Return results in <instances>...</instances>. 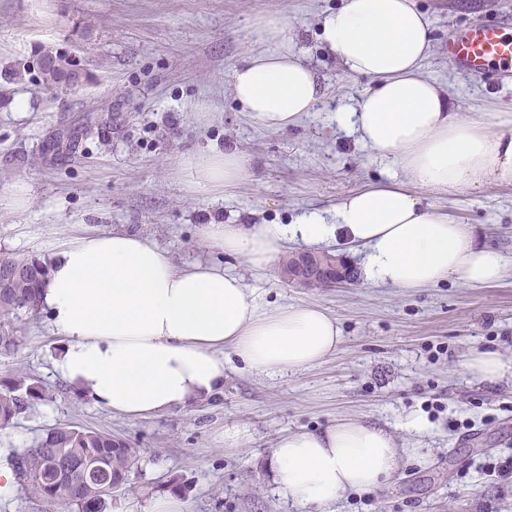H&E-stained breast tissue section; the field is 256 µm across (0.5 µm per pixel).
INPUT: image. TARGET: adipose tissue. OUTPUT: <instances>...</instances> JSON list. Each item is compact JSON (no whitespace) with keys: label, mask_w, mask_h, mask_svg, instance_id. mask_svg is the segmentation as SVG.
Masks as SVG:
<instances>
[{"label":"adipose tissue","mask_w":512,"mask_h":512,"mask_svg":"<svg viewBox=\"0 0 512 512\" xmlns=\"http://www.w3.org/2000/svg\"><path fill=\"white\" fill-rule=\"evenodd\" d=\"M255 32L264 48L232 71L229 91L260 126H293L324 86L300 54L282 49L278 17L257 23ZM320 39L346 72L375 80L356 107L337 112L338 126L356 132L401 176L352 192L330 224L315 212L289 225L211 223L199 227L201 241L223 258L266 267L287 238L320 244L342 236L366 248L362 272L371 283L414 289L500 280V253L420 196L512 183V135L476 124L421 75L432 40L427 17L413 0H345L324 18ZM190 167L198 184L227 191L247 174L237 151ZM39 304L64 343L55 361L60 378L79 397L129 420L214 394L224 384L225 351L256 372L296 371L341 343L336 318L321 305L260 313L254 292L222 261L180 266L131 231L89 233L55 251ZM463 368L489 382L512 377V359L493 350L473 351ZM399 464L388 427L340 417L281 436L266 467L280 494L324 512L347 493L380 489Z\"/></svg>","instance_id":"ef3b65f1"}]
</instances>
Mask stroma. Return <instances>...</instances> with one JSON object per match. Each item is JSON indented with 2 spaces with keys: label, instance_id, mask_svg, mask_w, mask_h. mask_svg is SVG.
Wrapping results in <instances>:
<instances>
[{
  "label": "stroma",
  "instance_id": "35a3bbf8",
  "mask_svg": "<svg viewBox=\"0 0 512 512\" xmlns=\"http://www.w3.org/2000/svg\"><path fill=\"white\" fill-rule=\"evenodd\" d=\"M345 0H0V253L50 256L90 230H130L175 262L213 261L200 225L289 224L336 204L397 169L339 128L370 79L345 72L319 39L324 14ZM432 32L423 75L453 107L512 135V65L496 81L459 73L449 33L481 17L512 33V0H414ZM280 10L284 44L303 54L325 87L298 124L269 130L228 91L232 70L263 44L256 22ZM60 52L81 84L46 81L41 59ZM237 150L247 176L234 190L197 184L189 159ZM28 202L13 204L17 193ZM431 204L472 225L502 255L489 285L445 281L408 290L357 280L348 288H296L276 266L223 260L253 290L260 310L317 303L336 316V353L299 371L259 373L226 354L224 390L214 400L148 420H127L79 398L53 361L62 342L45 314L26 320L22 346L0 355V378L28 375L46 390L14 424L0 428V455L13 458L47 430L74 425L111 433L140 460L105 512H150L177 493L184 512H313L281 496L264 469L277 439L338 416H368L412 449L380 490L341 499L333 512H512V477L484 473L512 455V381L488 383L462 369L471 350L512 358V184L434 196ZM428 427L413 433L409 415ZM249 438L224 445V430Z\"/></svg>",
  "mask_w": 512,
  "mask_h": 512
}]
</instances>
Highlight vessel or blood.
Wrapping results in <instances>:
<instances>
[{
  "mask_svg": "<svg viewBox=\"0 0 512 512\" xmlns=\"http://www.w3.org/2000/svg\"><path fill=\"white\" fill-rule=\"evenodd\" d=\"M503 22L478 18L448 38V58L460 71L493 76L494 65L512 64V38L503 32Z\"/></svg>",
  "mask_w": 512,
  "mask_h": 512,
  "instance_id": "1",
  "label": "vessel or blood"
}]
</instances>
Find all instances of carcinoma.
<instances>
[{"mask_svg": "<svg viewBox=\"0 0 512 512\" xmlns=\"http://www.w3.org/2000/svg\"><path fill=\"white\" fill-rule=\"evenodd\" d=\"M47 80L74 74L72 64L61 56L42 60ZM49 263L32 256H0V355H12L23 344L21 314H36L37 289L47 277ZM42 387L28 376L0 378V425L7 426L25 414ZM140 460V450L112 434L77 426L55 427L32 448L13 458L21 487L46 506L55 508L56 494L77 512H103L112 483L127 479Z\"/></svg>", "mask_w": 512, "mask_h": 512, "instance_id": "carcinoma-1", "label": "carcinoma"}]
</instances>
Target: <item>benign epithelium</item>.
Listing matches in <instances>:
<instances>
[{
  "mask_svg": "<svg viewBox=\"0 0 512 512\" xmlns=\"http://www.w3.org/2000/svg\"><path fill=\"white\" fill-rule=\"evenodd\" d=\"M353 268L340 255L321 251L297 253L280 268L281 279L302 288L318 284L325 288L345 287L355 282Z\"/></svg>",
  "mask_w": 512,
  "mask_h": 512,
  "instance_id": "obj_1",
  "label": "benign epithelium"
}]
</instances>
